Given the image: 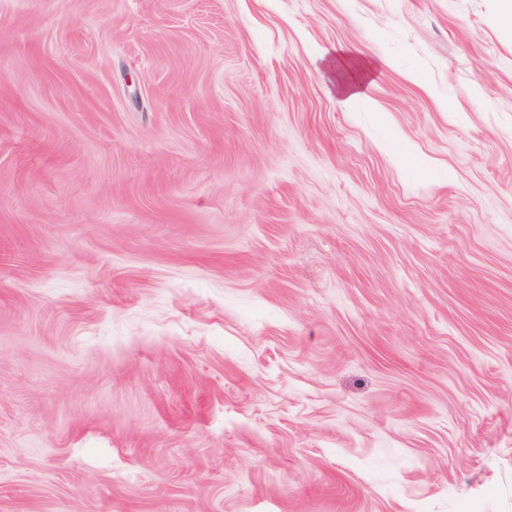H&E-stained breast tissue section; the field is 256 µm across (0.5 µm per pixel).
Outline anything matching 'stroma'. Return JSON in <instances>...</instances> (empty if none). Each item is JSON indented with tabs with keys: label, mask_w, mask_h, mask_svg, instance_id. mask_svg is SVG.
Listing matches in <instances>:
<instances>
[{
	"label": "stroma",
	"mask_w": 512,
	"mask_h": 512,
	"mask_svg": "<svg viewBox=\"0 0 512 512\" xmlns=\"http://www.w3.org/2000/svg\"><path fill=\"white\" fill-rule=\"evenodd\" d=\"M0 512H512L504 0H0Z\"/></svg>",
	"instance_id": "obj_1"
}]
</instances>
